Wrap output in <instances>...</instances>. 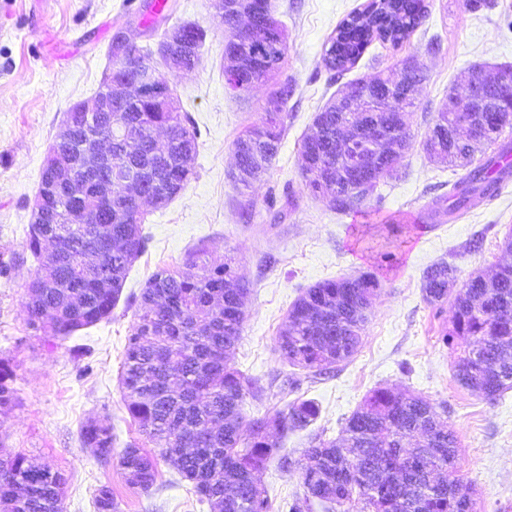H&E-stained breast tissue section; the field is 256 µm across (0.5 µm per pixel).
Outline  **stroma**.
<instances>
[{
    "label": "stroma",
    "mask_w": 512,
    "mask_h": 512,
    "mask_svg": "<svg viewBox=\"0 0 512 512\" xmlns=\"http://www.w3.org/2000/svg\"><path fill=\"white\" fill-rule=\"evenodd\" d=\"M0 0V254L22 251L25 227L49 146L70 106L93 98L110 68V43L124 30L138 45L156 48L183 23L206 31L198 67L173 79L182 110L198 133L195 177L165 206H146L148 251L132 264L109 320L64 339H47L27 324L25 283L38 267L27 259L10 281L0 280V358L8 360L18 391L16 406L0 414V452L40 459L66 477L63 512H95L93 492L108 482L120 512H210L171 463L158 464L150 491L133 488L118 467L105 466L84 448L79 431L89 419L110 424L115 450L134 443L155 446L131 420L118 387L123 348L134 319L127 299L139 295L158 269L181 265L187 249L204 242L208 264L232 261L249 293L242 339L230 367L261 376L264 399H246L244 422L275 419L287 403L316 400L319 418L281 436L292 460L311 438H338L347 417L373 389L387 387L425 397L442 410L456 437V467L478 493L477 512H512V390L496 402L462 387L456 352L441 337L451 328L453 304L429 305L424 272L444 261L458 280L491 273L512 261L503 241L512 232V182L493 202L477 200L452 215L430 218L435 196L447 193L456 169L430 158L424 138L449 89L464 91L478 70L512 65V0H488L471 11L465 0H428L429 14L401 46L373 41L356 64L338 72L322 61L339 23L367 0H271L288 34L282 79L294 87L284 112V136L265 178L251 188L229 177L233 142L259 121L270 92L247 93L224 81V31L210 0ZM415 58L425 79L407 118L413 145L396 177H381L375 193L341 213L304 188L299 148L316 112L338 91ZM291 197L287 218L272 223L269 196ZM254 217L244 220L243 205ZM373 274L381 290L361 333L357 353L320 380L293 370L277 346L292 303L311 285ZM299 385L281 389L284 375ZM275 512L301 495L297 470L270 461L259 473Z\"/></svg>",
    "instance_id": "1"
}]
</instances>
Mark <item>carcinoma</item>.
<instances>
[{"instance_id": "1", "label": "carcinoma", "mask_w": 512, "mask_h": 512, "mask_svg": "<svg viewBox=\"0 0 512 512\" xmlns=\"http://www.w3.org/2000/svg\"><path fill=\"white\" fill-rule=\"evenodd\" d=\"M267 16L264 28L246 27L243 17L224 10L226 37L242 39L241 52L224 46V80L232 90L250 92L273 81L285 63V28L272 14L270 0H253ZM428 15L425 0H369L343 19L330 38L323 63L330 70L352 67L376 39L394 46L408 39ZM194 60L184 61L180 73L199 62L206 31L189 25ZM152 53L134 46L127 61L112 58V69L151 63ZM396 85L385 102L386 112L399 123L383 128L381 138L368 143L376 174L364 181L350 178L352 149L346 134L365 132L384 121L372 103L359 105L350 130L337 123L345 117L332 100L316 112L314 130L300 145L305 186L329 200L338 212L357 208L377 188L378 179L399 171L411 146L406 115L415 102L405 85L419 84L424 71L401 70L383 75ZM294 93L288 81L276 84L266 99L264 117L234 141L231 179L249 188L269 172L283 134V117ZM124 129V139L112 141V165L134 166L148 191L163 193L165 201L180 194L194 176L198 132L181 112L176 93L159 112L134 98L96 114L91 124L76 122L59 146L55 164L67 166L70 156L89 132L101 137ZM166 132L164 145L154 133ZM439 141L443 153L435 158L466 173L451 183L448 196L432 200L434 214L465 210L477 199L498 195L512 176V144L492 139L490 153L475 159L477 146L458 132L447 103H442L422 143ZM53 171L43 169L39 185L46 187V218L28 224L26 250L38 262L27 288L28 325L45 336L66 338L112 315L131 264L146 252L140 204L127 196L106 199L90 187L82 206L53 187ZM207 247L189 250L182 269H160L146 282L126 338L119 383L130 417L159 448V457L129 444L115 456L112 426L96 419L80 428L82 445L104 465L116 464L128 482L149 491L156 482L157 459L170 462L189 482L198 500L211 512H272L267 491L256 473L282 454L279 440L268 436L266 422H252L242 431L246 397L260 400L266 388L260 378L227 365L237 349L245 319L248 288L225 263L210 267ZM456 269L438 263L423 275L422 291L432 306H441L452 291L453 328L441 336L444 346L468 343L455 365L458 383L489 402L512 390V265L504 264L487 277L475 272L457 283ZM380 283L371 274L320 281L299 296L288 310L279 335V349L293 365L322 376L358 350ZM18 401L14 373L0 359V411ZM320 415L312 399L294 401L279 412L281 431L303 430ZM457 439L436 406L427 399L389 388L371 391L345 420L341 442L315 437L303 450L297 469L303 494L288 512H475L474 491L457 475ZM64 475L25 455L0 466V512H63ZM97 512H118L112 485L94 490Z\"/></svg>"}]
</instances>
